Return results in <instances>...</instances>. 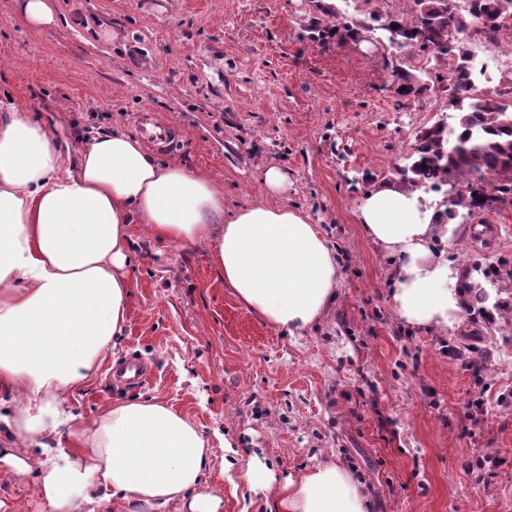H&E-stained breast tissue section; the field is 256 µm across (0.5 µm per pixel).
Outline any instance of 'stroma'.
Listing matches in <instances>:
<instances>
[{"label": "stroma", "mask_w": 512, "mask_h": 512, "mask_svg": "<svg viewBox=\"0 0 512 512\" xmlns=\"http://www.w3.org/2000/svg\"><path fill=\"white\" fill-rule=\"evenodd\" d=\"M383 0H55L29 24L0 0V104L39 110L60 136L142 113L169 125L161 161L200 173L231 211L287 206L316 224L336 255V301L304 337L247 310L203 245L160 243L132 225L130 323L95 376L66 397L92 419L118 398L158 399L193 418L214 450L205 491L223 512H267L268 491L222 471L225 445L268 469L273 485L323 462L348 466L368 512H512V199L457 222L436 253L479 264L500 309H464L441 333L393 312L392 268L357 222L362 197L397 180L414 135L455 117L445 83L401 96L383 31L352 40ZM285 177L263 185L267 168ZM139 360L137 386L115 374ZM37 471L0 464L8 512H39Z\"/></svg>", "instance_id": "1"}]
</instances>
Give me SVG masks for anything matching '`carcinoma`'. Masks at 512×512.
Here are the masks:
<instances>
[{"instance_id": "obj_1", "label": "carcinoma", "mask_w": 512, "mask_h": 512, "mask_svg": "<svg viewBox=\"0 0 512 512\" xmlns=\"http://www.w3.org/2000/svg\"><path fill=\"white\" fill-rule=\"evenodd\" d=\"M408 2L412 22H407L400 12H372L369 21L360 27L387 32L390 46L399 55L423 57V72L434 60L453 62L449 76L438 75L436 79L450 81L451 103L457 115L451 133L440 119L415 132L412 153L408 157L410 163L403 170L397 169L403 183L429 193L441 191L452 177L469 181L473 177L481 180L487 173L511 175L512 104L499 96L471 99L467 50L459 36L467 34L475 26L491 36L496 35L505 25V19L512 16V0H470L468 10L463 13L453 8L452 0ZM424 6L433 14L434 22L428 29L426 41L422 42L416 36V27ZM360 27L343 21L336 30L352 36ZM392 77L396 82H403L405 90L399 91L401 95L418 94L425 89L420 80L407 71L395 69ZM506 193L512 195V179L493 188L491 194L482 190H472L467 197L459 194L455 201L439 212L440 223L449 224L460 216V210L481 209L485 201L500 200ZM462 288L481 304L483 311L498 310L496 303L490 308L486 306L489 295L478 286V280L469 271L464 272Z\"/></svg>"}]
</instances>
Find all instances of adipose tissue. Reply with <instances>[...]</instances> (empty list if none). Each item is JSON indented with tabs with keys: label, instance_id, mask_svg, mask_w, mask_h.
<instances>
[{
	"label": "adipose tissue",
	"instance_id": "ef3b65f1",
	"mask_svg": "<svg viewBox=\"0 0 512 512\" xmlns=\"http://www.w3.org/2000/svg\"><path fill=\"white\" fill-rule=\"evenodd\" d=\"M357 221L392 261L397 319L447 332L467 304L462 274L433 250L451 225L418 191L384 182ZM161 242L209 244L225 285L281 333L303 336L336 300L338 266L298 210L258 203L224 213L206 176L160 161L113 127L60 138L32 112L0 109V462L36 468L41 512H221L202 491L213 450L184 413L117 399L85 424L65 396L94 375L129 325L130 226ZM67 437V446L50 445ZM41 448L36 462L21 456ZM340 464H317L276 491L269 512H366Z\"/></svg>",
	"mask_w": 512,
	"mask_h": 512
}]
</instances>
